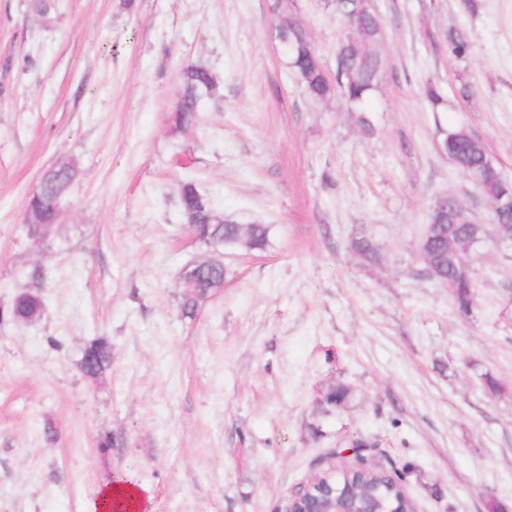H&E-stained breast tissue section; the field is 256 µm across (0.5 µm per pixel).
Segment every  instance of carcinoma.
<instances>
[{"instance_id":"carcinoma-1","label":"carcinoma","mask_w":512,"mask_h":512,"mask_svg":"<svg viewBox=\"0 0 512 512\" xmlns=\"http://www.w3.org/2000/svg\"><path fill=\"white\" fill-rule=\"evenodd\" d=\"M339 13L354 11L357 20L354 28L339 47L336 55V78L328 80L311 42L301 28H296L290 40L282 44L283 55L292 64V70L299 77L305 91L312 98L323 100L334 94L348 101L362 105L377 84L383 69V58L378 51L382 41L379 33L380 21L371 11L368 0H336ZM182 96L179 107L173 113L171 122L179 131L191 126L197 119L200 102L214 84L208 69L192 64L181 74ZM454 137L448 141V154L454 158L456 167L466 173L472 169L485 170L481 191L490 199L497 198L511 182L506 180L499 169L485 168L487 155L483 143L466 129L452 128ZM75 176V166L64 163L50 182L37 193L31 194L26 203L25 214L31 217L26 224L28 234L44 237L56 223L62 198ZM180 209L186 218H193L192 225L200 241H221L226 235H234L238 228L224 223V217L214 211L208 198L200 192L192 180H185L178 188ZM430 220L436 222L435 235L428 250L431 260L437 266L441 277L448 280V291L460 312H469V305L476 288L470 259L448 264V209L432 210ZM248 248L261 250L267 243L268 228L264 224H249L243 229ZM202 285L195 292L183 294L182 314L187 318L195 316L199 305L212 293L224 287V268L208 267L201 275ZM44 309L42 294L36 290L20 292L13 298L6 316L15 323H30L40 317ZM112 365L111 346L103 339L93 340L83 351L79 362L80 370L89 377H97ZM350 396L347 387L337 385L324 394L328 406L342 407Z\"/></svg>"}]
</instances>
